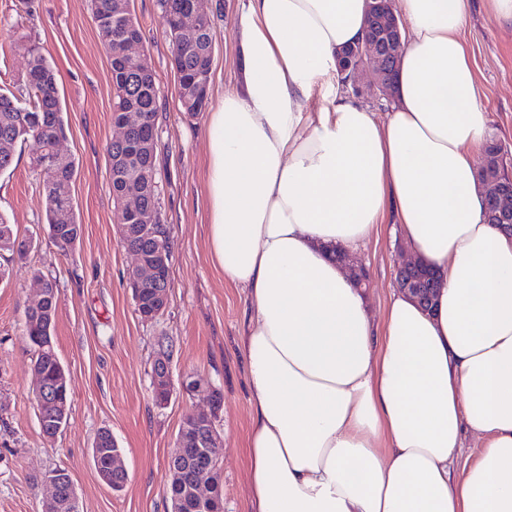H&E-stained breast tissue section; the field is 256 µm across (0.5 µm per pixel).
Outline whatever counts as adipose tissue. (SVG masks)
Masks as SVG:
<instances>
[{"instance_id":"1","label":"adipose tissue","mask_w":512,"mask_h":512,"mask_svg":"<svg viewBox=\"0 0 512 512\" xmlns=\"http://www.w3.org/2000/svg\"><path fill=\"white\" fill-rule=\"evenodd\" d=\"M471 0H398L386 120L340 91L366 0H247L207 123L208 238L249 315L253 512H512V233L484 219ZM434 269L382 325L336 257L380 224ZM480 451L460 462L465 436Z\"/></svg>"}]
</instances>
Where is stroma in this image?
I'll return each instance as SVG.
<instances>
[{
	"instance_id": "35a3bbf8",
	"label": "stroma",
	"mask_w": 512,
	"mask_h": 512,
	"mask_svg": "<svg viewBox=\"0 0 512 512\" xmlns=\"http://www.w3.org/2000/svg\"><path fill=\"white\" fill-rule=\"evenodd\" d=\"M0 0V88L20 92L28 45H38L58 79L64 121L63 148L78 164L72 187L83 231L69 253L49 242L42 180L32 143L14 149L0 172V215L19 238L32 240L26 257L0 279V512H42L46 473L66 469L80 512H170L166 461L190 411L208 410L213 391L223 406L219 466L224 512H252L245 437L251 423L245 360L238 336L247 305L241 289L227 287L214 266L207 236L209 202L207 119L239 83L237 20L243 0H211L213 63L207 111L184 112L171 67V43L157 0H131L142 48L159 89L155 166L158 212L174 240L172 288L166 310L143 321L135 311L128 273L134 258L122 245L118 206L109 183L107 146L117 134L111 122L113 89L107 50L90 0ZM471 46L487 134L512 156V26L500 22L487 0H473L463 32ZM401 237L382 235L357 254L368 271L366 291L380 312L395 288L403 258ZM56 284L55 347L72 393L70 416L55 437L43 435L33 396L34 350L22 334L25 310L36 298L32 271ZM173 340L174 380L190 374L192 393L175 389L156 405L151 363L158 337ZM110 429L128 472L122 491L99 478L91 448Z\"/></svg>"
}]
</instances>
